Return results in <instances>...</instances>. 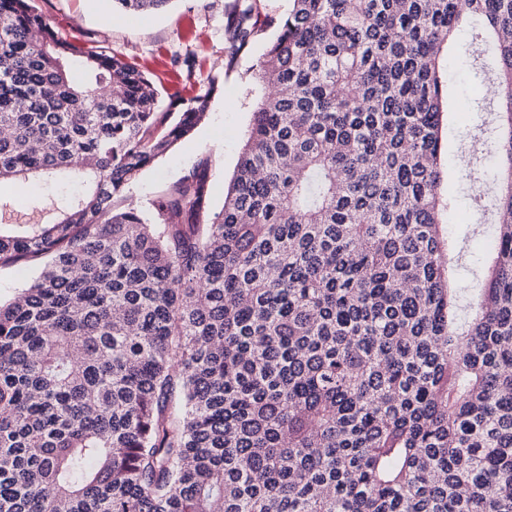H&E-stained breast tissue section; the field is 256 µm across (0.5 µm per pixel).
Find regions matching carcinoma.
<instances>
[{
	"instance_id": "obj_1",
	"label": "carcinoma",
	"mask_w": 512,
	"mask_h": 512,
	"mask_svg": "<svg viewBox=\"0 0 512 512\" xmlns=\"http://www.w3.org/2000/svg\"><path fill=\"white\" fill-rule=\"evenodd\" d=\"M472 18L498 221L462 305L439 62ZM271 27L222 208L204 157L143 212L121 194L216 79L162 112L0 0V184L89 183L0 224V268L40 263L0 302V512H512V0H229L225 69ZM75 189L74 186H56V185H44L42 188L33 186L30 188V193L32 196H40L41 198L44 196H50L54 199V202L50 199H42L43 206L48 205L49 210H44L42 212H35L32 216L27 215L24 217H16L11 216L10 217V210L9 208H4V219L2 221V224H44L45 222H48L54 212H57V207L61 206L65 199L70 196V194Z\"/></svg>"
}]
</instances>
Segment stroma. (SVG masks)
<instances>
[{"mask_svg":"<svg viewBox=\"0 0 512 512\" xmlns=\"http://www.w3.org/2000/svg\"><path fill=\"white\" fill-rule=\"evenodd\" d=\"M226 0H173L166 10L144 15L113 11L110 0H33L58 34L89 49L100 46L124 56L148 71L160 90L161 103L170 94H191L208 76H216L221 85L213 97L208 116L187 137L151 166L144 169L126 193L127 202L148 210L151 199L186 174L202 157L212 160L210 199L213 208H221L230 179L235 171L251 112L262 96L261 87L250 79V69L273 38L266 31L251 53L241 59L233 72H224V4ZM460 50L443 64L448 90L460 99H472L476 87L491 89L471 66L464 49L471 42L469 26L455 33ZM482 115L469 110L459 116L448 131V188L456 198V208L448 215L449 231L465 239L467 254L460 276L464 288L477 287L483 267L482 256L490 241L488 231L474 232L475 224L493 220V212L474 214L468 181L458 179L456 170L471 162L483 176L496 170V159L482 142L471 134Z\"/></svg>","mask_w":512,"mask_h":512,"instance_id":"35a3bbf8","label":"stroma"}]
</instances>
